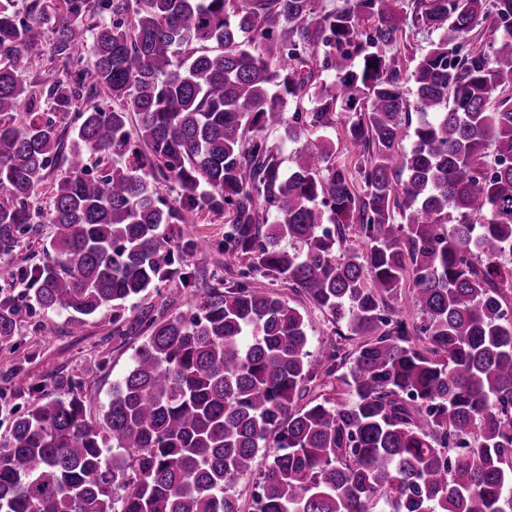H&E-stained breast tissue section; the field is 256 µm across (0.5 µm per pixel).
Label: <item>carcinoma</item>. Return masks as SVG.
I'll return each mask as SVG.
<instances>
[{
  "instance_id": "cac0c4a2",
  "label": "carcinoma",
  "mask_w": 512,
  "mask_h": 512,
  "mask_svg": "<svg viewBox=\"0 0 512 512\" xmlns=\"http://www.w3.org/2000/svg\"><path fill=\"white\" fill-rule=\"evenodd\" d=\"M316 2L0 0V255L48 225L36 305L144 337L95 415L80 383L28 392L0 512H241L260 452L254 512H512V0H411L438 39L407 78L405 0ZM338 112L354 164L308 139L283 171L261 131ZM204 213L224 239L166 234ZM186 247L237 277L198 289ZM175 277L187 317L146 302ZM260 278L330 318L318 354ZM270 458L267 455H263L261 452L258 454L255 464L253 466V472L251 475H245L241 477L235 487V492L239 499V504L242 512H254L251 509L252 493L254 491L253 486L258 481L259 473L263 472L265 467L268 465Z\"/></svg>"
}]
</instances>
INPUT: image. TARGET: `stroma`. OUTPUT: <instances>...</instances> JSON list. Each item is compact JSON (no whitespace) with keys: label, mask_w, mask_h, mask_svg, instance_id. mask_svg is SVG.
Returning <instances> with one entry per match:
<instances>
[{"label":"stroma","mask_w":512,"mask_h":512,"mask_svg":"<svg viewBox=\"0 0 512 512\" xmlns=\"http://www.w3.org/2000/svg\"><path fill=\"white\" fill-rule=\"evenodd\" d=\"M25 268L18 256L0 255V292L14 297L25 321L13 347L0 349V437L6 435L12 413L28 388L59 377L80 382L99 362L105 368L96 385L85 391L84 401L88 411L101 409L110 398L113 382L130 368L141 342L137 336L115 335L108 310L89 318L81 333H72L65 316L46 314L35 305ZM44 322L51 325V335L36 332V325Z\"/></svg>","instance_id":"obj_1"}]
</instances>
